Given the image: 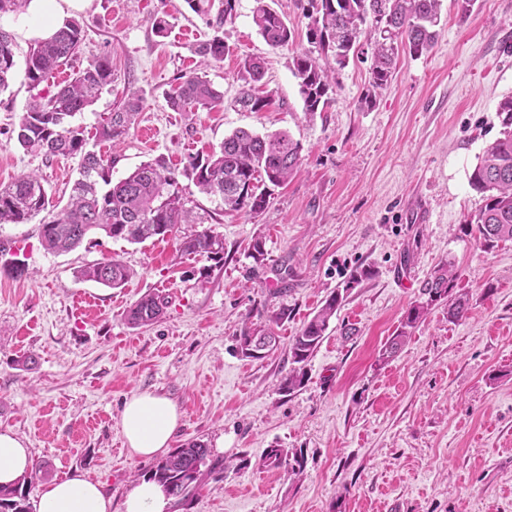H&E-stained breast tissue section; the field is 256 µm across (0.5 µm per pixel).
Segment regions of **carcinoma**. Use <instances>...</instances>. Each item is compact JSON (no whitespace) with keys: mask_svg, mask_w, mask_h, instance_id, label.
I'll list each match as a JSON object with an SVG mask.
<instances>
[{"mask_svg":"<svg viewBox=\"0 0 512 512\" xmlns=\"http://www.w3.org/2000/svg\"><path fill=\"white\" fill-rule=\"evenodd\" d=\"M442 0H311L307 14V40L318 49L292 57V67L299 79L304 112L324 111L328 92L336 82V72L364 53L362 37L371 47L369 84L372 92L364 103H372L373 91L392 80L400 53L419 57L437 42ZM252 20L258 33L273 49L287 47L293 39L288 22L267 0H255ZM83 41V27L76 19L66 20L50 36L38 40L30 51L22 71L29 88L36 91L27 103L13 130L15 141L26 152L50 159L80 156L67 204L53 221L40 227L42 245L52 254L69 252L89 235L101 231L115 240L140 244L149 239L163 240L177 232L181 224H194L192 210L185 207L180 178L187 179L200 193L221 209L259 215L268 206L269 186L280 187L297 172L301 163V145L286 131L260 135L239 129L205 155L190 158L183 169L171 168L158 156L141 164L127 177L112 182L114 160L87 149L85 128L74 123L112 84V59L100 56L74 71L72 79L44 94L38 87L55 71L71 66ZM228 48L224 38L215 35L197 44L194 53L200 64L209 67L224 60ZM12 34L0 28V92L7 90L16 75ZM240 73L258 81L264 73V61L246 57ZM174 112L211 110L224 104V94L210 81L196 75H182L166 93ZM145 99L137 92L112 109L95 126V135L106 142L121 141L143 109ZM237 103L253 112L269 104L248 90ZM504 131L502 137L486 147L469 176L470 186L484 194V205L469 220L486 249L501 242H512V98L499 104ZM49 196L44 180L35 173L22 174L12 182L0 184V224H28L47 208ZM180 250L202 254L220 262L224 258V238L209 227L183 237ZM81 280L108 288H120L131 277L119 259L104 257L77 273ZM458 279L451 264L437 266L421 285L425 302H415L407 310L400 327L385 345L382 358L393 357L409 338V330L427 314L429 306L448 300V318L461 319L467 312L463 296H452ZM342 302V294L330 295L296 336L288 343L291 367L281 377L279 390L288 394L302 388L307 377V363L318 349ZM167 306L165 298L147 293L127 310L125 319L133 328L158 323ZM288 320V308L281 307L267 315L265 323L244 328L238 340L242 357L253 359L247 347L256 339H267L265 354L279 348L274 326ZM210 452L201 442L176 448L144 470V477L160 483L166 494L179 505L192 500L204 476L215 473L209 464ZM266 467L288 466L293 475L303 470L302 452L288 448H270ZM34 476H23L12 488L0 486V512H31L30 488Z\"/></svg>","mask_w":512,"mask_h":512,"instance_id":"carcinoma-1","label":"carcinoma"}]
</instances>
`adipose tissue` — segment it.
I'll list each match as a JSON object with an SVG mask.
<instances>
[{
  "label": "adipose tissue",
  "instance_id": "ef3b65f1",
  "mask_svg": "<svg viewBox=\"0 0 512 512\" xmlns=\"http://www.w3.org/2000/svg\"><path fill=\"white\" fill-rule=\"evenodd\" d=\"M121 425L131 454L152 458L166 452L179 425L175 404L166 397L142 394L126 401ZM33 467L23 440L0 431V485L8 486ZM36 512H112V501L99 485L80 472L47 484L35 505Z\"/></svg>",
  "mask_w": 512,
  "mask_h": 512
}]
</instances>
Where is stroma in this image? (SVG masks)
<instances>
[{
	"mask_svg": "<svg viewBox=\"0 0 512 512\" xmlns=\"http://www.w3.org/2000/svg\"><path fill=\"white\" fill-rule=\"evenodd\" d=\"M254 0H236L221 34L222 62L203 68L192 47L213 36L206 16L185 0H83L66 9L86 31L82 61L112 58V84L81 116L93 131L99 114L126 92L145 107L118 145L90 142L115 158L113 180L164 156L183 168L243 128L286 130L302 145V165L275 188L259 215L227 213L184 183L186 206L224 238V259L185 254L176 239L131 244L91 234L55 255L40 224L67 202L79 157L24 152L11 130L32 91L15 80L0 93V182L22 172L43 176L54 206L28 224L0 226V430L48 463L50 478L78 470L99 482L123 512L143 459L121 429L125 402L139 394L170 399L181 418L173 447L201 441L223 471L204 477L188 507L169 512H512V242L486 252L466 221L483 204L468 183L484 149L500 137L499 102L512 96V0H477L459 22L442 0L444 26L432 52L401 55L392 82L372 106L368 62L339 71L326 111L306 115L292 57L308 50L309 0H274L295 32L269 47L252 21ZM170 28L153 29L158 10ZM24 63L41 31L31 10L0 15ZM266 61L257 95L262 111L237 105L239 64ZM195 72L224 93L210 111L174 112L166 94L178 75ZM265 259L249 256L254 238ZM117 256L134 271L110 289L77 270ZM23 261L15 277L6 258ZM452 264L466 316L432 305L389 361L380 353L420 285ZM368 275L359 284L351 277ZM344 302L307 365L305 385L278 384L289 368L287 342L333 291ZM167 300L161 322L133 328L127 309L147 293ZM288 307L276 332L283 346L242 358L236 338ZM34 354L33 370L13 361ZM297 448L300 475L261 465L267 449ZM47 478V479H50ZM47 479L36 478L38 497Z\"/></svg>",
	"mask_w": 512,
	"mask_h": 512,
	"instance_id": "obj_1",
	"label": "stroma"
}]
</instances>
